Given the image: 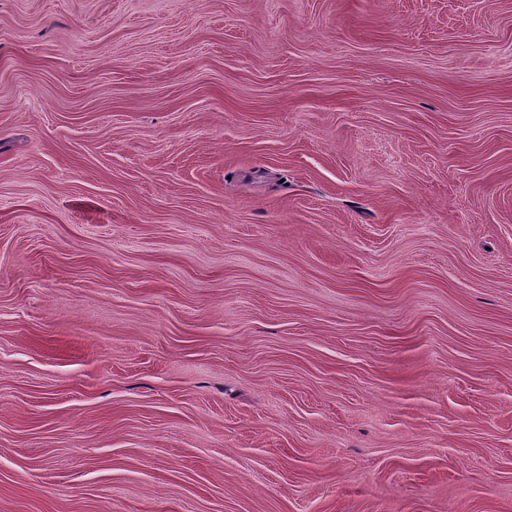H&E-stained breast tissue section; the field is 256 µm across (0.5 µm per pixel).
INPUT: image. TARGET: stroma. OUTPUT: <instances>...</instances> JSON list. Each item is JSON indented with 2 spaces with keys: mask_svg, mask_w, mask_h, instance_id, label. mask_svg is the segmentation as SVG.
<instances>
[{
  "mask_svg": "<svg viewBox=\"0 0 512 512\" xmlns=\"http://www.w3.org/2000/svg\"><path fill=\"white\" fill-rule=\"evenodd\" d=\"M0 512H512V0H0Z\"/></svg>",
  "mask_w": 512,
  "mask_h": 512,
  "instance_id": "35a3bbf8",
  "label": "stroma"
}]
</instances>
